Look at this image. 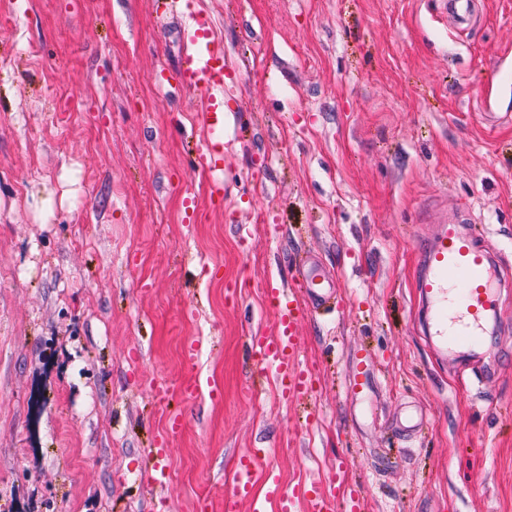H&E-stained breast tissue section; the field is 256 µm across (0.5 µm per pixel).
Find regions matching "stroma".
I'll return each instance as SVG.
<instances>
[{
	"instance_id": "stroma-1",
	"label": "stroma",
	"mask_w": 512,
	"mask_h": 512,
	"mask_svg": "<svg viewBox=\"0 0 512 512\" xmlns=\"http://www.w3.org/2000/svg\"><path fill=\"white\" fill-rule=\"evenodd\" d=\"M193 6L233 72L220 205L177 0H0V512H224L247 450L236 512L271 471L362 512H512V286L467 369L415 286L437 212L512 262V0L466 23L443 0ZM305 253L348 300L295 328L302 403L251 388L247 339L276 332L265 288ZM363 346L365 403L346 393ZM410 408L428 426L397 433ZM176 411L160 486L143 450ZM253 456L254 453L248 451L244 453L239 460V465L231 484V490L225 498L227 512H233V505L236 499L246 497L249 493L252 479Z\"/></svg>"
}]
</instances>
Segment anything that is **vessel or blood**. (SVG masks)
Masks as SVG:
<instances>
[{
	"mask_svg": "<svg viewBox=\"0 0 512 512\" xmlns=\"http://www.w3.org/2000/svg\"><path fill=\"white\" fill-rule=\"evenodd\" d=\"M185 51L180 67L183 85L200 91L206 97L202 122L210 135L197 149L199 163L210 169L224 164V139L217 129L224 126V84L228 76L224 44L216 37L210 16L201 10H191L179 31ZM423 271L416 281L417 288L432 307V334L446 350L457 348L476 355L486 323L495 318L500 299V286L505 279L500 263L479 244L471 227L462 219L447 218L440 222L431 242L422 251ZM269 305L274 311L279 330L273 335L249 337L250 349L260 364L272 367L278 388L289 400H302L313 393V377L302 369L295 343L294 328L307 314L321 313L335 305V282L321 273L317 265H309L303 273L302 293L294 295L285 289L268 286ZM373 354L364 349L355 354L354 377L346 388L348 395L367 396L372 389ZM181 415H173L168 435L160 436L145 457L151 463L155 478L166 483L169 475L163 464L169 434L179 431ZM252 453H244L235 473L227 505L247 496L252 479ZM267 496L277 501L278 512H296L297 503L307 505V512H337L340 501L332 484L301 483L284 487L271 480ZM348 512H359L357 494H349Z\"/></svg>",
	"mask_w": 512,
	"mask_h": 512,
	"instance_id": "b4317fda",
	"label": "vessel or blood"
}]
</instances>
